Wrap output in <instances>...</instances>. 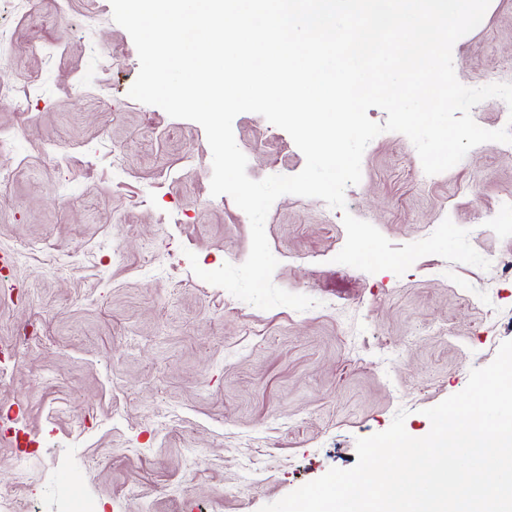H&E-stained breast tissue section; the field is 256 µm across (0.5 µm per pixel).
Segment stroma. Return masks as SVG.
Segmentation results:
<instances>
[{"instance_id": "obj_1", "label": "stroma", "mask_w": 512, "mask_h": 512, "mask_svg": "<svg viewBox=\"0 0 512 512\" xmlns=\"http://www.w3.org/2000/svg\"><path fill=\"white\" fill-rule=\"evenodd\" d=\"M87 0H35L30 13L0 0L16 52L0 81L38 74L29 118L0 105L15 128L0 187V251H47L15 262L18 291L0 304V347L36 325L44 348L0 358V416L19 411L34 438L0 432V492L22 486L32 512H56L62 476L97 512H259L329 469L357 461V439L431 428L424 411L467 385L512 340V226L491 223L512 198V151L472 148L453 168L419 181L411 141L384 132L364 151L345 211L279 197L265 222L279 264L274 284L317 305L261 310L199 279L242 264L247 215L210 193L212 154L201 125L128 92L139 59L115 22L85 27ZM466 86L512 83V0H490L481 24L452 49ZM247 174L292 176L305 157L255 113L233 122ZM394 246L451 219L468 229L488 269L429 255L403 275L336 263L343 213ZM63 274L49 271L52 263Z\"/></svg>"}]
</instances>
